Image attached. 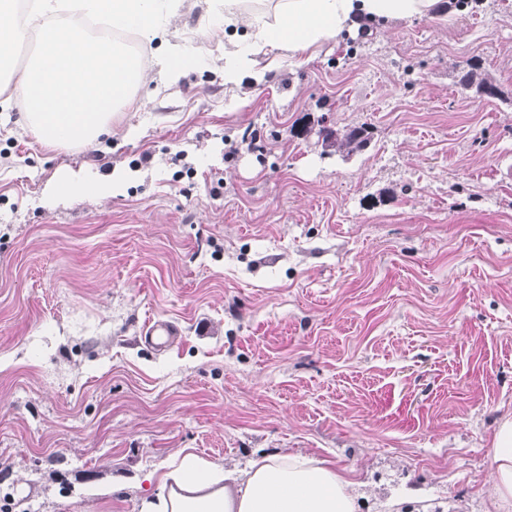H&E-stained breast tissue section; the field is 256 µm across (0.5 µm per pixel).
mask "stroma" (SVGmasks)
<instances>
[{
	"mask_svg": "<svg viewBox=\"0 0 512 512\" xmlns=\"http://www.w3.org/2000/svg\"><path fill=\"white\" fill-rule=\"evenodd\" d=\"M369 26L266 80L224 83V31L188 0L169 39L207 59L55 149L0 112V512H141L183 449L226 469L325 460L360 512L402 490L492 512L512 416V0ZM500 93L477 98L471 63ZM138 125L137 135L126 133ZM366 125L344 156L319 131ZM131 179L56 200L67 173ZM176 322L157 351L146 323ZM121 486L113 494V486Z\"/></svg>",
	"mask_w": 512,
	"mask_h": 512,
	"instance_id": "35a3bbf8",
	"label": "stroma"
}]
</instances>
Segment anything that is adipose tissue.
Returning a JSON list of instances; mask_svg holds the SVG:
<instances>
[{"mask_svg": "<svg viewBox=\"0 0 512 512\" xmlns=\"http://www.w3.org/2000/svg\"><path fill=\"white\" fill-rule=\"evenodd\" d=\"M439 0H277L274 13L249 0H214L212 14L248 32L247 40L224 41V82L238 85L244 75L262 83L256 55L263 49L288 50L302 57L315 46L340 40L368 21L389 22L432 14ZM17 0H0V86L13 88L25 104L24 126L42 144L55 148L93 146L112 133V114L152 76L172 85L204 59L201 48L171 45L149 72L139 59L109 40L89 38L63 23L79 14L107 18L113 29L134 31L145 40L161 36L179 10L174 0H34L26 23L15 17ZM36 35L33 60L18 69L11 61L17 46ZM126 176L103 179L68 174L50 188L53 197L96 198L123 191ZM493 506L512 512V418L493 439ZM231 473L193 453H185L168 472L149 474L154 485L142 512H358L356 484L330 462L303 455L273 454L252 461L238 486Z\"/></svg>", "mask_w": 512, "mask_h": 512, "instance_id": "adipose-tissue-1", "label": "adipose tissue"}]
</instances>
